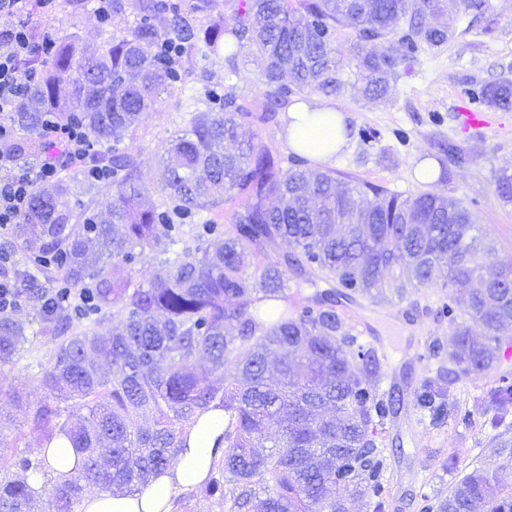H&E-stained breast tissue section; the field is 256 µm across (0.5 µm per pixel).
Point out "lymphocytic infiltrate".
Masks as SVG:
<instances>
[{"instance_id":"1","label":"lymphocytic infiltrate","mask_w":512,"mask_h":512,"mask_svg":"<svg viewBox=\"0 0 512 512\" xmlns=\"http://www.w3.org/2000/svg\"><path fill=\"white\" fill-rule=\"evenodd\" d=\"M58 0H0V14L19 17V25L0 28V227L21 223L37 187L57 181L66 171L81 172L89 181L108 183L111 168L94 163L98 149L93 138L75 120H61L56 113L43 115L40 129L41 152L34 166L18 163L15 114L36 75L22 69L25 60L49 56L54 41L26 23V16L39 13L50 17Z\"/></svg>"}]
</instances>
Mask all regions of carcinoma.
Listing matches in <instances>:
<instances>
[{
    "label": "carcinoma",
    "instance_id": "carcinoma-1",
    "mask_svg": "<svg viewBox=\"0 0 512 512\" xmlns=\"http://www.w3.org/2000/svg\"><path fill=\"white\" fill-rule=\"evenodd\" d=\"M487 2L242 0L228 27L199 24L216 0L170 17L159 0H112L116 12H137L129 34H109L95 48L76 33L56 43L16 121L38 131L45 112L80 120L94 140L112 145L98 157L112 168V189L80 224L71 223L69 205L77 175L34 193L14 233L40 246L13 271L14 303L0 311V368L23 357L28 337L13 312L35 294L42 299L40 334L55 347L39 372L46 396L32 421L48 441L66 433L83 464L44 503L27 482L41 461L16 458L0 468V512H72L92 490L145 488L175 463L183 429L213 402L227 420L224 451L210 480L191 493L200 508L348 512L347 492L381 512L382 450L369 429L396 415L400 399L377 393L376 352L354 355L355 327L337 308L338 297L399 304L439 285L467 300L460 319L452 306L442 307L453 331L448 365L417 396L438 426L458 412L451 386L493 369V350L512 343V263L495 277L484 274L493 248L463 203L346 181L297 158L284 169L257 124L273 121L293 91L342 93L351 66L365 97L385 98L400 65L424 47L448 43L456 11L482 14ZM340 29L355 36L347 63L333 47ZM165 34L206 55L223 54L231 66L243 50L264 62L258 80L268 88L265 113L249 111L232 90L220 112L209 96H197L188 126L162 147L167 177L160 191L173 210L211 213L246 197L215 248L209 236L217 225L187 231L171 223L150 201L137 156L120 148L172 87L176 62L157 51ZM395 34L406 47L400 57L385 47ZM482 97L492 110H512V80L485 86ZM439 150L451 162L466 161L451 140ZM495 193L512 202V173H498ZM284 244L290 250H281ZM142 260L152 268L146 280L136 279ZM32 267L59 275L45 285ZM320 281L344 292L321 291ZM109 310V335L70 330L72 318L98 323ZM475 326L482 343L473 338ZM196 357L208 368L196 371ZM487 399L492 427L504 428L489 447L504 463L495 471L474 466L424 512H512V485L503 480L512 470V438L505 436L512 386L491 388ZM75 408L87 414L75 416Z\"/></svg>",
    "mask_w": 512,
    "mask_h": 512
}]
</instances>
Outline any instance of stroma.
Wrapping results in <instances>:
<instances>
[{
	"mask_svg": "<svg viewBox=\"0 0 512 512\" xmlns=\"http://www.w3.org/2000/svg\"><path fill=\"white\" fill-rule=\"evenodd\" d=\"M496 19L492 34H484L483 20L458 13L448 44L439 49H422L410 70L400 71L389 96L382 101L367 99L360 87L348 88L333 97L337 110L344 113L351 135L346 150L337 155L331 169L341 177L366 180L391 191L414 193L429 189L461 201L474 215L483 236L495 247L487 262L488 273L502 263L512 262V203L495 195V176L501 170L512 172V112L488 113V124L473 129L464 127L462 109L483 110L481 90L501 77L512 78V0H489ZM31 25L61 40L78 33L83 41L98 40L99 26L90 11L75 12L72 0H61L49 18L32 15ZM262 60L243 54L236 74H229L223 59L202 56L188 50L180 60L179 76L171 94L165 95L153 112L147 113L125 148L137 155L151 189H159L165 171L158 150L184 121L180 112L194 92L209 93L212 99L235 87L246 106L254 112L266 104L265 88L256 81ZM451 139L469 154L461 167L449 166L445 178L426 184L416 174L423 160H436L433 140ZM452 304L456 315H463L466 304L449 299L444 288L423 289L419 308L407 316L392 317L391 306L374 307L363 299L343 303L352 322L366 321L372 331L359 334L357 343L375 348L381 365V391L401 400L396 416L387 418L377 437L386 448L385 482L388 498L384 512H419L423 497H443L463 473L476 464L494 466L485 448L494 431L488 424L491 415L486 400L487 388L500 385L503 376L512 377V361L498 360L494 369L477 380L455 385L461 413L468 423L448 419L438 428L420 420L416 395L433 371L428 360H414L406 346H428L439 340L450 348L453 338L444 304ZM42 301L28 296L20 316L27 325L28 342L23 358L0 369V415L13 418L15 427L0 437V462L19 456H36L42 438L32 428L25 413L16 411L11 397L19 394L38 403L44 390L37 379L38 363L48 362L54 345L40 335ZM455 458L454 470H446L447 458Z\"/></svg>",
	"mask_w": 512,
	"mask_h": 512,
	"instance_id": "1",
	"label": "stroma"
}]
</instances>
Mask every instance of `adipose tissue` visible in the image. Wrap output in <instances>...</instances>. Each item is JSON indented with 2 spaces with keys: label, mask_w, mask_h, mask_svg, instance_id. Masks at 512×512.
I'll return each mask as SVG.
<instances>
[{
  "label": "adipose tissue",
  "mask_w": 512,
  "mask_h": 512,
  "mask_svg": "<svg viewBox=\"0 0 512 512\" xmlns=\"http://www.w3.org/2000/svg\"><path fill=\"white\" fill-rule=\"evenodd\" d=\"M344 123V115L334 106L307 101L292 105L284 132L295 153L325 163L349 141ZM223 432V409H209L185 429L186 446L176 462L146 488L134 494L119 491L86 494L77 512H175L178 495L197 490L210 478L213 462L222 453L219 442ZM39 455L45 463L44 473L27 476L34 490H41L45 477L60 483L74 474L78 455L66 435L60 433L51 440L41 441Z\"/></svg>",
  "instance_id": "ef3b65f1"
}]
</instances>
